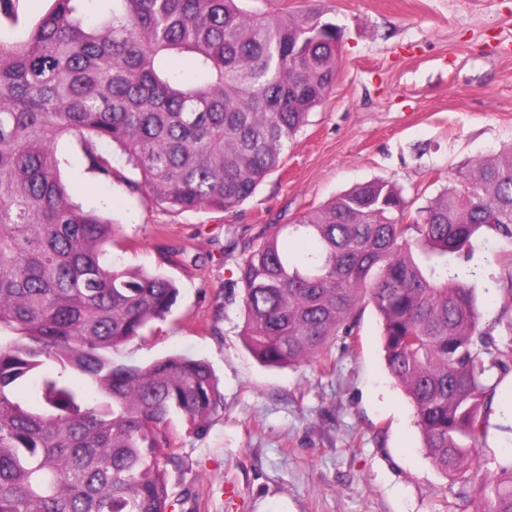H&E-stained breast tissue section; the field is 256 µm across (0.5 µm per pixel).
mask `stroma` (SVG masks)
Returning <instances> with one entry per match:
<instances>
[{
    "instance_id": "obj_1",
    "label": "stroma",
    "mask_w": 512,
    "mask_h": 512,
    "mask_svg": "<svg viewBox=\"0 0 512 512\" xmlns=\"http://www.w3.org/2000/svg\"><path fill=\"white\" fill-rule=\"evenodd\" d=\"M249 11L314 12L336 24L342 63L332 90L273 172L236 213L175 212L128 184L138 175L112 151L111 180L57 143L71 197L118 226L107 258L162 267L180 290L171 314L114 351L146 365L181 353L209 362L224 397L204 438L175 425L174 512H446L455 485L432 462L414 408L390 376L380 319L359 316L355 346L331 344V368L267 367L246 348L230 243L263 224H291L356 184L402 188L410 213L451 174L512 143V0H242ZM186 254L162 264L160 239ZM481 325L512 344V241L479 242L470 262ZM485 467L512 458V372L490 417Z\"/></svg>"
}]
</instances>
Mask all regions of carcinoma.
Segmentation results:
<instances>
[{
    "label": "carcinoma",
    "instance_id": "obj_1",
    "mask_svg": "<svg viewBox=\"0 0 512 512\" xmlns=\"http://www.w3.org/2000/svg\"><path fill=\"white\" fill-rule=\"evenodd\" d=\"M49 2L0 41V328L14 332L0 337V512H171V426L205 435L222 397L203 360L112 358L179 290L159 268L105 260L114 225L72 200L56 141L74 139L108 180L99 146L118 147L132 187L167 209L231 213L329 94L341 34L237 0ZM19 22V0H0V27ZM408 207L374 179L230 244L242 336L265 365L323 371L372 306L434 465L479 496L476 512H512V459L481 465L512 346L481 328L475 271L448 261L512 240V147L458 169L410 222Z\"/></svg>",
    "mask_w": 512,
    "mask_h": 512
}]
</instances>
